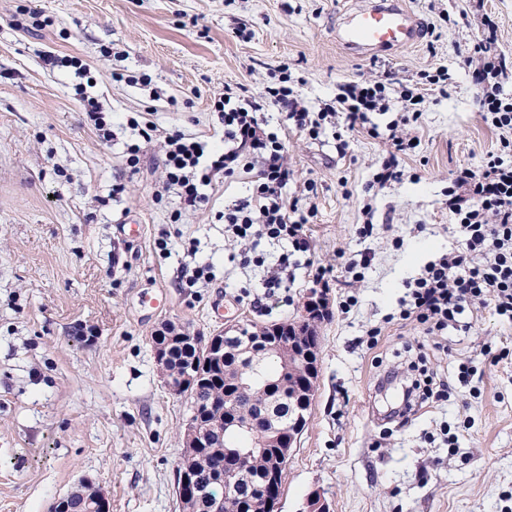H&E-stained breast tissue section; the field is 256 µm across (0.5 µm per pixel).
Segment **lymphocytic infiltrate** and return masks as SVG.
<instances>
[{"mask_svg": "<svg viewBox=\"0 0 512 512\" xmlns=\"http://www.w3.org/2000/svg\"><path fill=\"white\" fill-rule=\"evenodd\" d=\"M495 43L496 25L491 17H484L473 44V54L481 65L477 96L483 124L498 135L497 147L477 168L457 172L448 190V210L455 219L458 244L426 264L407 283L400 304V320L417 322L430 335L470 330L465 313L484 305L493 306L498 316L512 321V95L498 80L507 61L497 54ZM449 80L447 69L437 68L423 72L420 82L412 86H392L387 77L348 82L341 84L335 100L318 112L301 104L284 69L259 96L225 89L214 101L223 151L208 152L198 137L167 131L163 138L164 176L157 192H176L185 206L197 207L208 202L205 189L214 181L248 174L252 189L225 208V232L249 248L265 238L288 242L298 253L310 252L307 219L286 193L294 173L284 162L278 134L265 129L267 112L286 113L296 129L313 139L320 136L326 121L339 115L348 129L363 128L371 137H385L387 154L374 178L383 186L402 177L403 157L417 148L404 135V127L418 123L429 93L446 92ZM395 108L401 115L388 122L385 130L372 126L371 113ZM404 370L409 384L397 413L402 422L417 405L435 403L444 396L435 387L425 351H418Z\"/></svg>", "mask_w": 512, "mask_h": 512, "instance_id": "obj_1", "label": "lymphocytic infiltrate"}]
</instances>
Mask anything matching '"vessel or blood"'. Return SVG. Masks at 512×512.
I'll list each match as a JSON object with an SVG mask.
<instances>
[{
	"label": "vessel or blood",
	"mask_w": 512,
	"mask_h": 512,
	"mask_svg": "<svg viewBox=\"0 0 512 512\" xmlns=\"http://www.w3.org/2000/svg\"><path fill=\"white\" fill-rule=\"evenodd\" d=\"M420 36V22L402 0H360L336 29L337 43L355 57L395 51Z\"/></svg>",
	"instance_id": "1"
}]
</instances>
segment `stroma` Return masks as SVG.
I'll use <instances>...</instances> for the list:
<instances>
[{
    "mask_svg": "<svg viewBox=\"0 0 512 512\" xmlns=\"http://www.w3.org/2000/svg\"><path fill=\"white\" fill-rule=\"evenodd\" d=\"M404 4L421 22L420 41L357 58L334 39L353 0H0V512H51L83 478L105 487L111 512H179L189 404L163 385L155 332L169 322L211 336L232 322L296 320L319 287L330 314L319 326L317 393L288 456L279 512H303L315 489L330 512H512V324L477 309L473 330L449 333L439 349L419 324L392 319L406 282L456 242L446 207L456 172L495 147L465 55L487 14L498 52L512 59V0ZM23 9L51 26L17 27ZM49 53L79 58L86 74L49 68ZM283 64L312 109L339 84L387 73L411 84L444 66L452 81L405 129L420 141L402 163L405 178L373 197L366 188L386 155L383 140L342 122L316 140L285 128L288 195L316 215L305 227L310 254L294 256V282L267 296L268 268L288 244L260 242L264 265L243 264L216 219L248 194V181L216 182L208 206L195 210L173 194L155 200L161 138L141 143L137 170H126L123 151L140 143L137 132L102 141L83 100L117 123L148 112L159 129L207 135L215 97L228 87L259 93ZM116 72L124 80H113ZM140 74L151 85L127 83ZM308 181L317 188L310 199ZM118 182L125 192L116 202ZM367 202L376 230L361 240L354 227L368 220ZM130 217L144 227L139 239L116 231ZM365 250L371 265L353 280L341 258ZM204 263L211 281L185 287L186 269ZM320 266L334 269L321 286ZM153 289L167 295L166 309L140 308V294ZM348 295L358 303L344 314ZM375 326L378 346L360 345ZM420 342L449 398L400 427L388 416L403 383L382 378L405 345ZM467 361L477 371L463 378Z\"/></svg>",
    "mask_w": 512,
    "mask_h": 512,
    "instance_id": "stroma-1",
    "label": "stroma"
}]
</instances>
